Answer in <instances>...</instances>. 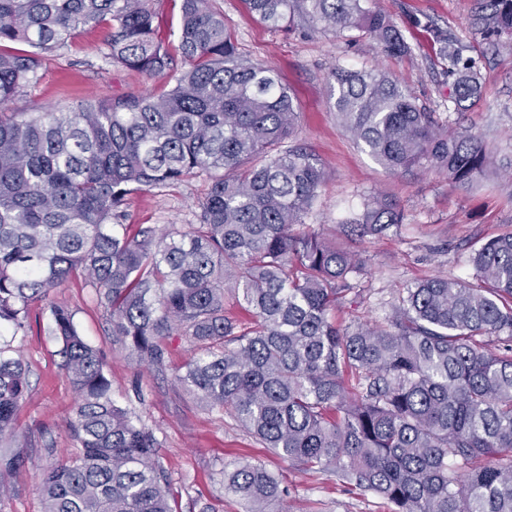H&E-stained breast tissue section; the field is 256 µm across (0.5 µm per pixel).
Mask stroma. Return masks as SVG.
Instances as JSON below:
<instances>
[{"label":"stroma","instance_id":"obj_1","mask_svg":"<svg viewBox=\"0 0 512 512\" xmlns=\"http://www.w3.org/2000/svg\"><path fill=\"white\" fill-rule=\"evenodd\" d=\"M224 13L227 32L239 53L273 69L291 94L299 119L291 145L314 154L326 181L304 221L333 234L357 218L365 201L388 198L404 213L403 224L386 235L354 241L366 260L352 274V291L330 317L340 325L381 324L403 288L435 275L474 281V251L487 239L512 232V36L484 38L471 27L476 0H362L368 10L388 16L410 51L391 56L367 33L316 29L295 17L286 30H273L252 12L247 0H212ZM458 38L464 57L480 74L481 98L459 109L450 99L454 78L441 58L434 29ZM105 28L88 27L71 44L45 56L38 80L17 104L34 114L70 110L97 96L121 97L150 91L162 94L164 79H145L104 58ZM376 67L386 71L420 106L433 112L445 132L468 131L482 138L490 168L470 185H453L428 169L389 172L357 144L336 119L331 72ZM210 179L200 175L128 198L130 224H194L199 200ZM50 301L75 315L87 340L107 361L112 395L140 414L160 443L158 460L168 473L177 512H242L224 492V472L237 462L263 464L279 475L288 495L286 512H390L381 497L350 491L331 472H306L282 459L248 434L228 413L207 411L173 380L188 346L172 341L163 371L136 366L108 333L107 314L93 288L71 280L51 291ZM49 313H41L15 347L29 367V392L19 406L11 448L29 458L27 470L6 478L0 512H43L40 474L74 456L67 426L75 393L61 367L60 345L49 336Z\"/></svg>","mask_w":512,"mask_h":512}]
</instances>
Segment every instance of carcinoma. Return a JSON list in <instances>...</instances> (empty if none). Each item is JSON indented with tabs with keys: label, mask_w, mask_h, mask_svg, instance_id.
Segmentation results:
<instances>
[{
	"label": "carcinoma",
	"mask_w": 512,
	"mask_h": 512,
	"mask_svg": "<svg viewBox=\"0 0 512 512\" xmlns=\"http://www.w3.org/2000/svg\"><path fill=\"white\" fill-rule=\"evenodd\" d=\"M248 2L276 29L303 13L409 51L392 20L361 0ZM480 4L472 27L511 36L512 0ZM156 19L155 0H0V330L27 333L32 305L47 303L76 395L67 424L80 451L42 472L44 512H173L153 430L116 404L102 351L49 301L73 277L95 289L113 341L136 362L161 368L170 338L184 339L177 384L273 454L331 471L393 512H512V346L480 341L512 335V233L474 252L476 282L434 276L402 289L386 324L337 326L329 311L364 260L304 222L325 168L303 148L281 150L297 120L291 94L240 55L209 0H182L181 71ZM89 25L108 28L110 62L172 88L68 112L12 111L44 55ZM434 34L455 75L451 99L479 98L457 40ZM332 78L337 119L384 169L425 165L459 185L486 175L482 140L442 132L386 74L338 67ZM203 172L211 185L198 223L128 234L129 195ZM403 219L374 196L340 234L379 236ZM228 294L250 323L224 315ZM28 390V367L0 340L1 442ZM27 465L22 452L0 451L1 480ZM224 493L243 512H273L284 490L246 461L224 471Z\"/></svg>",
	"instance_id": "carcinoma-1"
}]
</instances>
